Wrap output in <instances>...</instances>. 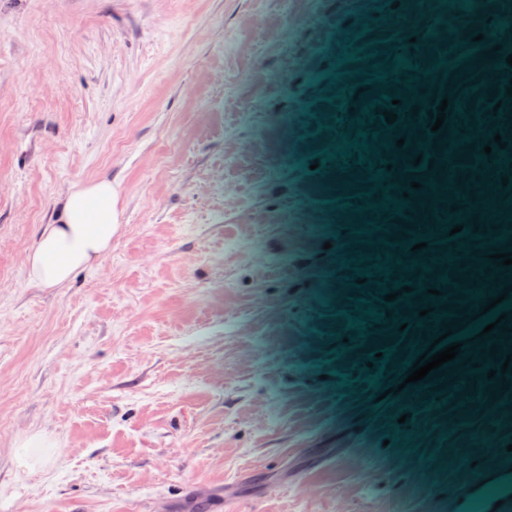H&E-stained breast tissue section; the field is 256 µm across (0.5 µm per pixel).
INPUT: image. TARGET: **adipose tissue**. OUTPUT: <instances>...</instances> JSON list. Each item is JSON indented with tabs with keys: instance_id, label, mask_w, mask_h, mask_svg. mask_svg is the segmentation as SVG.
Masks as SVG:
<instances>
[{
	"instance_id": "obj_1",
	"label": "adipose tissue",
	"mask_w": 512,
	"mask_h": 512,
	"mask_svg": "<svg viewBox=\"0 0 512 512\" xmlns=\"http://www.w3.org/2000/svg\"><path fill=\"white\" fill-rule=\"evenodd\" d=\"M120 195L119 185L107 179L73 185L26 258L29 285L61 288L77 272L101 264L122 229ZM57 446L48 433L32 431L16 441L14 459L32 473L51 461Z\"/></svg>"
}]
</instances>
